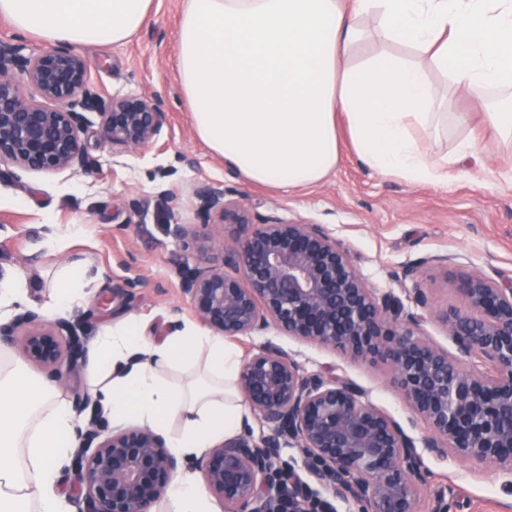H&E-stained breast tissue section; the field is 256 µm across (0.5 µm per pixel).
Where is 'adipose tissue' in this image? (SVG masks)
<instances>
[{"label": "adipose tissue", "mask_w": 512, "mask_h": 512, "mask_svg": "<svg viewBox=\"0 0 512 512\" xmlns=\"http://www.w3.org/2000/svg\"><path fill=\"white\" fill-rule=\"evenodd\" d=\"M151 0H0L22 34L75 49L127 42ZM379 22L381 49L354 51L359 24ZM177 69L195 133L244 181L293 190L335 170L342 138L371 169L444 184L476 142L431 154L421 138L447 123L429 70L469 94L512 88V0H184ZM185 372L176 384L162 370ZM241 360L223 337L193 326L158 338L132 317L91 341L88 385L113 427L137 422L174 453L201 456L238 438L249 407ZM62 392L19 363L0 368V512H68L57 473L78 446ZM168 512H214L192 474Z\"/></svg>", "instance_id": "obj_1"}]
</instances>
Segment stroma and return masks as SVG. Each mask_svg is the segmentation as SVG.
<instances>
[{
  "label": "stroma",
  "mask_w": 512,
  "mask_h": 512,
  "mask_svg": "<svg viewBox=\"0 0 512 512\" xmlns=\"http://www.w3.org/2000/svg\"><path fill=\"white\" fill-rule=\"evenodd\" d=\"M182 6L183 0H152L147 22L129 41L82 51L103 98L134 93L161 102L164 125L157 145L116 155L92 124L82 134L88 166L18 173L0 165V279H23L29 310L76 326L86 343L100 326L131 315L157 336L176 322L196 324L180 289L178 265H205L213 254L182 250L167 233L169 219L194 225L206 241L230 242L248 232L236 224L202 222L192 191L206 182L227 198L247 202L255 219L276 216L322 225L369 288L392 294L404 312L421 315L426 333L456 353L436 313L459 305L461 274L512 279V182L503 177L512 168V143L496 137L484 116L488 100L501 99V92L479 99L431 71L436 95L464 119L449 120L447 133L424 139L425 150L449 153L466 138L479 145L476 158L457 165L447 185L383 176L346 146L335 171L319 184L290 192L255 186L195 134L176 68ZM183 154L193 156L195 166L181 163ZM446 255L452 264H440ZM79 260L87 268L85 301L63 315L48 311L58 272ZM419 290L427 306L416 304ZM233 344L244 357L276 345L308 375L334 370L361 387L408 435L419 440L426 434L385 365L359 363L273 329L235 338ZM423 472L419 512H434L441 498L448 512H512V484L493 464L427 455Z\"/></svg>",
  "instance_id": "1"
}]
</instances>
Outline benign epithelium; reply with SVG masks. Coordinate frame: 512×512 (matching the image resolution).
I'll use <instances>...</instances> for the list:
<instances>
[{
    "mask_svg": "<svg viewBox=\"0 0 512 512\" xmlns=\"http://www.w3.org/2000/svg\"><path fill=\"white\" fill-rule=\"evenodd\" d=\"M34 87L39 98L23 87ZM98 119L100 140L122 154L157 143L160 103L146 95L101 102L91 62L66 45L27 52L0 40V165L53 173L90 163L83 128ZM198 213L222 224H251L250 208L208 184L193 190ZM169 234L183 249L200 247L191 224ZM207 266L179 268L189 309L222 336H251L270 327L338 349L362 362H383L392 382L427 426L419 442L365 399L353 383L301 373L282 349L267 345L243 364L238 386L268 424L255 442L239 438L209 449L197 462L224 512H314L302 503L308 486L282 460L296 443L303 467L333 497L359 512H418L423 456L491 462L512 476V280L465 273L461 305L438 313L461 356L491 366L464 369L403 314L389 293L368 288L347 252L320 224L267 217L226 248L215 243ZM0 340L24 360L73 372L80 337L63 338L28 311L0 325ZM74 482L84 491L78 512H149L168 490L180 461L162 436L134 427L99 440V417L77 429Z\"/></svg>",
    "mask_w": 512,
    "mask_h": 512,
    "instance_id": "obj_1",
    "label": "benign epithelium"
}]
</instances>
